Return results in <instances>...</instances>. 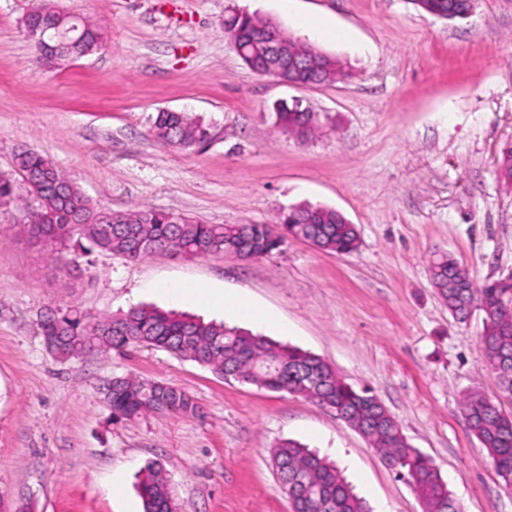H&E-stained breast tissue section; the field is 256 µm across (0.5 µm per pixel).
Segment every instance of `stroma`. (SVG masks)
Instances as JSON below:
<instances>
[{"mask_svg":"<svg viewBox=\"0 0 512 512\" xmlns=\"http://www.w3.org/2000/svg\"><path fill=\"white\" fill-rule=\"evenodd\" d=\"M35 0H0V174L28 149L100 207L172 211L208 224H273L282 208H335L360 246L329 254L291 240L238 260L107 252L56 272L17 193L0 206V506L14 512H143L147 463L163 468L178 512H290L270 453L291 439L328 458L369 506L423 512L412 488L353 428L303 398L242 385L162 349L62 361L38 320L76 306L116 315L139 305L224 321L147 283L207 284L274 311L252 332L320 357L371 390L409 443L430 457L460 512H512L507 489L461 410L501 399L480 350L483 314L458 322L428 274L445 253L476 282L512 272V186L497 176L512 142V0H475L448 21L410 0H60L102 26L96 52L57 67L34 61L23 18ZM245 11L339 59L351 78L298 88L253 72L224 33ZM330 23L313 36L310 21ZM302 100L319 130L301 142L274 126ZM213 130L205 145L157 140L159 111ZM134 375L172 384L198 406L113 418L105 387Z\"/></svg>","mask_w":512,"mask_h":512,"instance_id":"obj_1","label":"stroma"}]
</instances>
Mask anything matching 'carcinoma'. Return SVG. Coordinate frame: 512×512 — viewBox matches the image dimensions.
I'll return each mask as SVG.
<instances>
[{
    "label": "carcinoma",
    "instance_id": "carcinoma-1",
    "mask_svg": "<svg viewBox=\"0 0 512 512\" xmlns=\"http://www.w3.org/2000/svg\"><path fill=\"white\" fill-rule=\"evenodd\" d=\"M409 2L429 15H444L449 20L468 17L473 7L469 0ZM31 18L47 28L49 35H63L77 24L75 56L92 52L102 41L99 26L60 9L54 0H43ZM224 33L240 44L241 58L251 70L260 74L268 69L265 42L272 41L277 33L275 25L233 11L224 17ZM288 41L297 59L314 66L313 71L299 74L307 86L350 77L336 58L291 36ZM274 123L302 141L316 129L314 113L297 101L277 106ZM152 133L165 144L185 149L212 138L209 126L182 112L158 113ZM16 170L31 174L36 181L28 227L58 271L67 272L77 265L74 250L83 256L110 252L128 260L234 254L245 259L253 254L271 255L290 238L336 254H349L358 248L356 225L345 223L339 211L326 206L292 205L279 216L277 225L205 224L172 212L99 208L49 159L30 150L17 153ZM498 177L512 185V143L501 150ZM429 273L436 293L455 318L463 321L474 309L483 312L481 350L503 389L512 394V277L476 286L467 269L443 254L430 257ZM39 329L47 350L60 360L109 349L156 347L207 366L226 379L310 400L358 430L413 488L424 512H459L437 467L410 445L397 420L377 397L344 382L316 355L259 334L148 306L115 316L92 315L66 306L43 315ZM108 402L116 418L197 413L193 398L180 388L133 377L113 379ZM461 409L497 474L511 487L512 412L480 393L467 395ZM272 462L291 512H369L336 466L302 444L281 441L272 450ZM141 495L145 512H178L172 490L154 463L145 467Z\"/></svg>",
    "mask_w": 512,
    "mask_h": 512
}]
</instances>
